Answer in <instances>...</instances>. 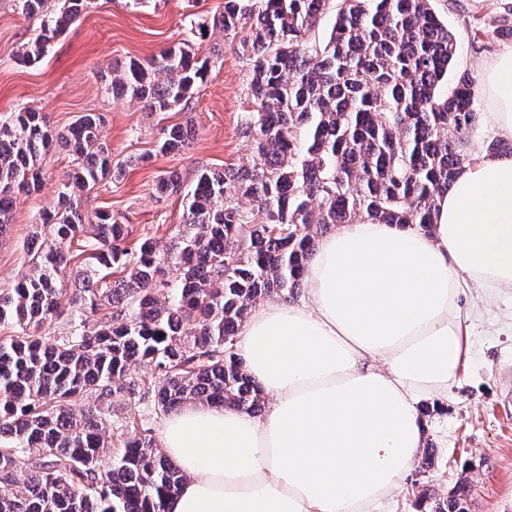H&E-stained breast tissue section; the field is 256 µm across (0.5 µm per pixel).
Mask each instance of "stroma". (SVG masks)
Returning a JSON list of instances; mask_svg holds the SVG:
<instances>
[{"instance_id": "obj_1", "label": "stroma", "mask_w": 512, "mask_h": 512, "mask_svg": "<svg viewBox=\"0 0 512 512\" xmlns=\"http://www.w3.org/2000/svg\"><path fill=\"white\" fill-rule=\"evenodd\" d=\"M435 5L457 40V71L481 78L498 54L512 48V39L494 40L480 51L472 47L473 24L511 19L512 0ZM223 9L224 0H91L39 63L25 65L18 51L39 23L13 12L11 0H0V118L29 106L63 132L82 113H100L101 139L113 162L123 166L119 181L81 194L84 223H96L99 213L109 211L126 224L129 242L146 234L167 242L166 227L181 224L185 202L179 194L155 196L159 175L175 169L190 185L199 169L219 170L248 157L250 141L241 131L247 66L220 31L208 27L193 37L208 73L187 105L158 115L137 102L114 99L108 90L113 67L178 45L191 21ZM186 121L195 129L189 147L158 153L161 128ZM69 166L64 153L49 156L41 188L17 198L0 242V289L13 287L28 270L34 220L54 206ZM480 295L468 288L460 297L463 307L475 311L468 362L447 399L427 413L428 443L409 479L376 512H417L423 488L445 494L462 480L472 487L466 512H512V290L491 305Z\"/></svg>"}]
</instances>
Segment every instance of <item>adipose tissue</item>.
Segmentation results:
<instances>
[{
    "mask_svg": "<svg viewBox=\"0 0 512 512\" xmlns=\"http://www.w3.org/2000/svg\"><path fill=\"white\" fill-rule=\"evenodd\" d=\"M484 123L512 135V50L482 77ZM512 288V158L465 168L430 232L356 222L320 238L305 297L252 308L237 341L267 405L188 404L159 445L187 476L169 512H374L426 445L423 404L469 354L468 285Z\"/></svg>",
    "mask_w": 512,
    "mask_h": 512,
    "instance_id": "adipose-tissue-1",
    "label": "adipose tissue"
}]
</instances>
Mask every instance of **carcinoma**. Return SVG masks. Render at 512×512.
I'll return each mask as SVG.
<instances>
[{"instance_id":"obj_1","label":"carcinoma","mask_w":512,"mask_h":512,"mask_svg":"<svg viewBox=\"0 0 512 512\" xmlns=\"http://www.w3.org/2000/svg\"><path fill=\"white\" fill-rule=\"evenodd\" d=\"M40 21L18 57L40 62L87 0H12ZM329 33L310 39L325 15ZM212 27L249 67L245 161L200 170L186 218L164 248L125 245V225L103 212L86 230L75 201L121 168L86 112L63 134L44 113L0 119V237L14 201L35 190L51 152L72 168L57 207L39 215L29 269L0 290V512H168L185 480L159 449L148 420L122 429L112 451V406L150 403L167 415L187 403L255 414L263 397L235 353L255 305L298 294L317 238L338 224L435 223L459 172L479 161L460 150L476 119L474 81L455 75V36L432 0H224ZM512 37V26H473L472 44ZM207 75L192 40L112 70V92L150 112L187 102ZM189 123L162 130L157 149L179 152ZM167 171L158 196L181 192ZM182 270L173 280L169 269ZM121 279L108 283L112 269ZM62 317L68 331L41 336ZM145 367L153 382L133 375ZM461 481L445 496L420 493L430 512H464Z\"/></svg>"}]
</instances>
